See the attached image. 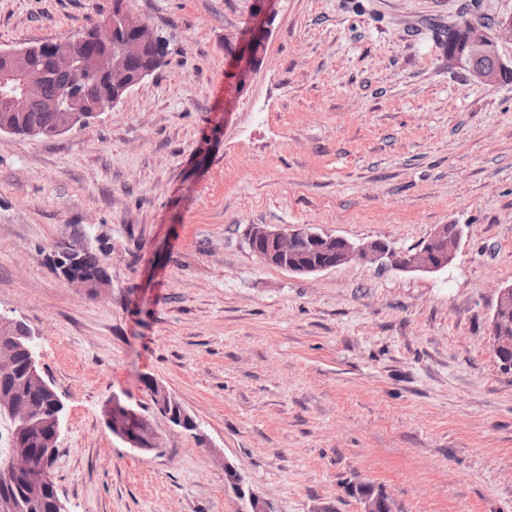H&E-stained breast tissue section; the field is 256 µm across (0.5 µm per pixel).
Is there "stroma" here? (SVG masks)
<instances>
[{"label": "stroma", "instance_id": "obj_1", "mask_svg": "<svg viewBox=\"0 0 512 512\" xmlns=\"http://www.w3.org/2000/svg\"><path fill=\"white\" fill-rule=\"evenodd\" d=\"M164 65L89 126L0 134V314L24 321L64 406L67 512H512V372L490 321L512 285V81L448 57V30L512 0H131ZM112 0H0V48L63 40ZM265 50L248 80L250 33ZM406 251L462 227L430 273L261 263L252 225ZM105 246L108 291L58 243ZM163 385L194 430L155 408ZM119 398L158 441L135 450ZM240 475L233 483L225 466ZM80 246L69 245L65 247L55 248L52 251L53 263L55 268L60 272V276L69 285H78L89 291L105 290L108 286V280L92 284L82 276L71 274L68 269L75 261V255L80 250ZM139 414L131 407L122 404L118 399L113 398L112 403L105 406L104 416L112 433L119 437L130 448L138 450H149L152 448H142L141 429L148 427L144 417L141 418V429L137 422ZM360 502L363 512H394V505L385 492L370 484L359 487Z\"/></svg>", "mask_w": 512, "mask_h": 512}]
</instances>
